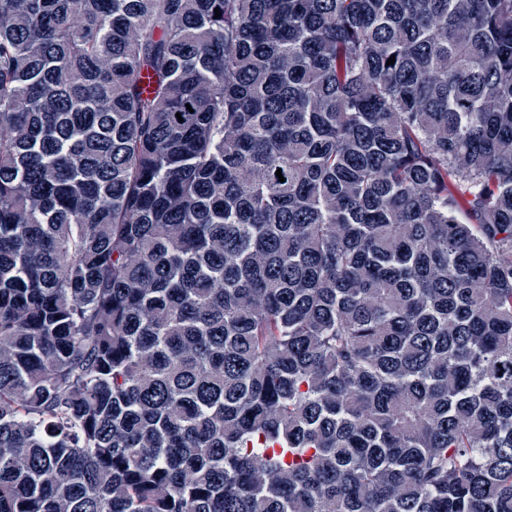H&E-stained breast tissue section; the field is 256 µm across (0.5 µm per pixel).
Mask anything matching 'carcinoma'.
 <instances>
[{
    "instance_id": "obj_1",
    "label": "carcinoma",
    "mask_w": 512,
    "mask_h": 512,
    "mask_svg": "<svg viewBox=\"0 0 512 512\" xmlns=\"http://www.w3.org/2000/svg\"><path fill=\"white\" fill-rule=\"evenodd\" d=\"M0 512H512V0H0Z\"/></svg>"
}]
</instances>
